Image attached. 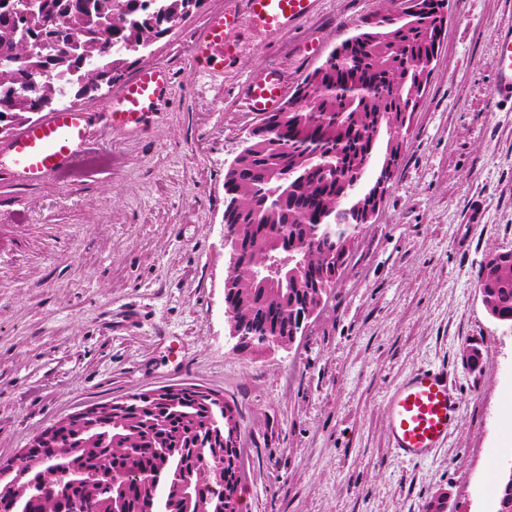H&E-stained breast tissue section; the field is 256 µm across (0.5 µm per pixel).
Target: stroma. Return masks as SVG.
I'll return each mask as SVG.
<instances>
[{"instance_id": "1", "label": "stroma", "mask_w": 512, "mask_h": 512, "mask_svg": "<svg viewBox=\"0 0 512 512\" xmlns=\"http://www.w3.org/2000/svg\"><path fill=\"white\" fill-rule=\"evenodd\" d=\"M229 0H205L128 56L126 77L167 66L171 92L139 132L112 127L111 91L76 102L93 138L68 180L0 174V457L53 421L166 387L219 394L246 450L243 512H495L512 469V326L481 301L479 268L512 250V103L493 92L512 0H449L425 92L384 198L347 267L286 348L248 353L229 331L224 174L254 122L240 86L274 67L296 86L367 19L400 0H317L287 39L244 25L236 62L193 68L192 34ZM488 359L471 371L463 348ZM443 365L460 421L429 459L393 456L384 402Z\"/></svg>"}]
</instances>
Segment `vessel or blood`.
<instances>
[{
    "mask_svg": "<svg viewBox=\"0 0 512 512\" xmlns=\"http://www.w3.org/2000/svg\"><path fill=\"white\" fill-rule=\"evenodd\" d=\"M237 2V8L210 17L193 38L195 61L211 71L224 70L234 63L237 47L229 34L241 23L284 37L308 16L315 0ZM496 69L498 80L494 93L512 101V28L499 34ZM170 89L171 74L166 66H144L133 80L114 91L110 113L113 124L137 130ZM287 91L283 79L272 70L249 75L241 87L246 109L255 115L276 110ZM87 136L86 113L68 108L50 113L0 149V155L7 159L0 172L30 182L59 176L77 160ZM458 411L459 400L446 367L429 365L415 369L393 386L385 402L392 453L405 462L429 458L447 440Z\"/></svg>",
    "mask_w": 512,
    "mask_h": 512,
    "instance_id": "b4317fda",
    "label": "vessel or blood"
}]
</instances>
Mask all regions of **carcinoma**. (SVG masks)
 <instances>
[{
	"mask_svg": "<svg viewBox=\"0 0 512 512\" xmlns=\"http://www.w3.org/2000/svg\"><path fill=\"white\" fill-rule=\"evenodd\" d=\"M360 32L296 87L286 112L258 117L245 164L224 176V223L241 238L224 281L234 304L231 326L244 350L278 346L316 292L336 282L341 239L330 226L360 225L376 208L398 161L385 148L382 168L367 182L380 138L404 128L420 103L416 87L433 50L427 16ZM201 0H44L25 19L0 11V126L28 122L42 100H92L124 76L130 44L146 50ZM51 66L50 79L33 72ZM478 286L489 315L512 324V251H494ZM127 408L90 428L58 429L40 449L29 489L14 512H229L224 488L237 483L239 448L225 428L228 406L190 387L172 400L139 394ZM218 448L219 474L202 476L201 451ZM112 484L101 486L104 471ZM204 484L206 495L197 493ZM76 489L60 497L61 485ZM496 512H512V474L497 489Z\"/></svg>",
	"mask_w": 512,
	"mask_h": 512,
	"instance_id": "carcinoma-1",
	"label": "carcinoma"
}]
</instances>
